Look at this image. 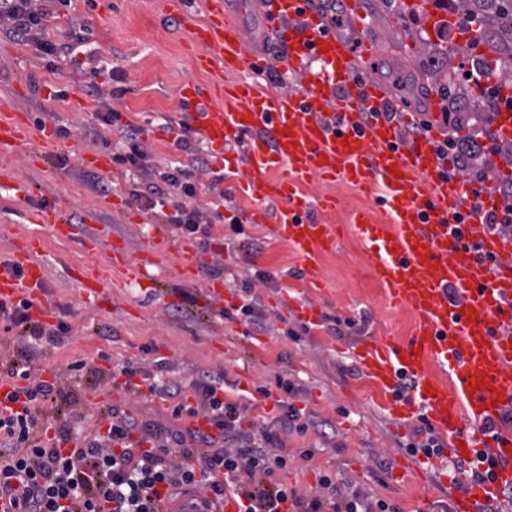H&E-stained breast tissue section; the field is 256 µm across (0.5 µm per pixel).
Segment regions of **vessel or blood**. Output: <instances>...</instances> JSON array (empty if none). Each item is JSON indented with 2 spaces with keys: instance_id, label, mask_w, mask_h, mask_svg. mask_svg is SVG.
Instances as JSON below:
<instances>
[{
  "instance_id": "b4317fda",
  "label": "vessel or blood",
  "mask_w": 512,
  "mask_h": 512,
  "mask_svg": "<svg viewBox=\"0 0 512 512\" xmlns=\"http://www.w3.org/2000/svg\"><path fill=\"white\" fill-rule=\"evenodd\" d=\"M260 3L266 30L287 45V54L273 62L249 50L248 34L225 13L224 0H208L209 19L190 29L195 65L208 81L185 85L182 98L221 163H233L234 150L243 148L249 172L241 190L256 202L249 221L265 222L263 203L281 202L273 232L292 246L312 283L320 281L319 254L335 248L336 238L332 225L311 217L306 183L345 181L387 212L382 224L361 213L353 222L369 247L372 276L391 301L414 314L416 327L403 344L365 339L352 355L380 389L393 390L402 375L415 378L413 396L393 399L390 411L402 419L425 414L447 441L449 456L473 461L486 452L499 459L492 479L452 497L451 512H478V504L512 484V430L497 424L512 405V237L484 224L501 205L488 187L446 172L438 129L401 139L402 124L412 118L383 117L385 94L364 68L369 50L339 40L308 0ZM272 66L284 89L263 85ZM55 143L49 128L0 113L1 157ZM32 219L51 225L56 238L72 237L74 226L56 205L41 207ZM170 243L164 225H150L148 258L131 269V280H152L151 257ZM43 251L42 241L33 240L24 260L0 262V301L31 298L35 317L48 323L36 261ZM18 265L24 278L13 273ZM67 273L87 302H100L104 276L80 266ZM452 288L455 304L448 301ZM436 366L447 379L433 374Z\"/></svg>"
}]
</instances>
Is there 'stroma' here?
<instances>
[{
    "instance_id": "obj_1",
    "label": "stroma",
    "mask_w": 512,
    "mask_h": 512,
    "mask_svg": "<svg viewBox=\"0 0 512 512\" xmlns=\"http://www.w3.org/2000/svg\"><path fill=\"white\" fill-rule=\"evenodd\" d=\"M325 16H341L343 27L336 34L349 44L371 43L373 53L365 67L372 79L388 91L389 102L404 110L392 89L397 78L413 81L425 89L428 80L420 66L418 47L427 40L448 47L450 76H458L468 67L465 57L452 53L458 42L459 26L426 29L423 23L403 27L406 12L402 0H314ZM206 0H73L71 6H55L48 36L63 41L61 19L78 18L90 48L97 57L112 64L121 77L123 94L114 99L113 108L122 120L141 125L143 138L156 160H186L176 150L170 134L162 130L164 119L191 116L192 110L180 96L190 82L205 83L206 76L193 64L190 32L182 24V15L206 21ZM84 69L69 59H56L47 65L34 47L0 33V103L28 115L44 113L47 126L61 125L71 131L70 138L59 139L55 152L29 163L25 152L10 157L18 179L28 193L17 197L0 190V261L8 259L20 234L42 236L47 249L39 261L44 266L45 304L72 327L68 344L48 350L40 360L41 376L61 380L64 388L76 390L88 428L99 424L101 409L118 406L137 418L154 420L163 426H187V419L175 418L171 403L150 392L126 390L114 381L112 373L122 366L138 368L134 383H142L153 363L164 360L174 379L190 381L198 371L223 374L226 382L250 391L269 383L274 375L290 378L301 386L295 404L320 418L329 419L337 431L334 447H324L315 433L291 440L294 448H310L311 460L294 459L280 471L282 483L302 491H313L326 473L349 478L354 486L373 497L400 504L404 512H420L422 501H429L434 512H450L454 486L443 484L438 473L423 474L407 467L406 453L400 444L406 441L416 419L398 420L387 410L384 394L360 372L348 350L359 340L376 338L392 345L405 342L413 333L411 312L393 304L371 275L367 251L350 215L356 210L371 212L376 219L384 214L376 209L370 196L336 180L312 179L306 193L314 198L331 197L329 207L318 209L316 219L332 225L336 235L334 250L319 259L322 285L309 287L302 276V264L293 249L277 239L270 224H250V235L243 245H232L222 256L224 302L238 300L235 284L250 272L247 255L259 252V265L275 276L271 286L261 288L262 303L274 326L270 332L247 336L243 326L224 320L218 307L206 298L214 264L211 254L198 253L197 275L187 280L179 273V253L170 249L156 259L158 275L143 285L124 287V268L112 272V286L98 306L86 305L78 286L65 272L70 264L89 267L103 265L105 251H84L81 238L92 229H100L104 238L125 239L130 260H137L144 246L145 221L164 223L162 214H146L128 192L132 177L122 167L104 174L111 185L108 193H95L84 180L87 170L84 156L98 152L87 127L94 122L96 100L83 85ZM68 88L69 97L58 102L48 97L50 86ZM66 164H59V157ZM54 202L76 224L75 238L60 242L50 228L26 222L25 215L41 200ZM195 295L191 305H182L180 294ZM312 307L339 318L361 321L358 334L331 336L315 328L301 341L286 338L284 329L298 327L299 308ZM78 359L102 369V376L71 378L66 367ZM383 456L386 467H378L376 456Z\"/></svg>"
}]
</instances>
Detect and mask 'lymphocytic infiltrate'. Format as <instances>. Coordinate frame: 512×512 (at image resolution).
<instances>
[{
    "label": "lymphocytic infiltrate",
    "instance_id": "obj_1",
    "mask_svg": "<svg viewBox=\"0 0 512 512\" xmlns=\"http://www.w3.org/2000/svg\"><path fill=\"white\" fill-rule=\"evenodd\" d=\"M50 11L36 0H0V26L18 41L36 47L47 58L73 54L77 43H57L45 34ZM101 67H92L89 95L98 100L94 137L110 149L113 163L124 166L146 191H131V198L144 210L168 209V223L202 251L223 246L213 234L215 225L242 235L238 216L223 215L225 194L220 189L223 175L213 174L204 157L197 132L188 119L177 122V150L186 152L188 163L158 162L142 140L143 129L134 122H121L110 98L95 81ZM492 120L471 134H461L468 118L444 109L442 122L450 131L438 143L441 159L450 172L470 170L476 181L495 177V190L503 205L501 213L489 214L487 226L512 234V179L493 176V159L501 153L494 118L501 110H512V98L501 97L496 86L483 88ZM118 132L111 141L110 132ZM208 190L211 201L198 200ZM272 275L255 270L239 284L240 304L221 309L225 320L243 324L244 335L267 332L271 322L262 303L260 288ZM31 302H0V321L14 333L17 345L6 374L21 383L20 409L0 413V494L9 495L15 512H165L172 500H180L179 512H213L225 496L245 498L244 512H281L292 503L294 512H403L399 504L370 498L346 480L332 474L320 476L317 489L309 495L297 492L276 477L297 457L308 458L309 450H290L288 442L315 428L306 409L292 399L297 385L276 377L274 386H258L257 395L269 396L272 389L283 392L276 402V415L268 421L250 420L254 398L236 395L225 398L222 375L200 372L190 385L165 378V362L155 364L157 381L150 393L173 404L175 416L204 415L213 430L171 429L141 420L118 407L108 409L105 430L80 432L82 414L71 409L73 393L57 381L41 378L38 363L48 349L64 346L72 331L64 321L45 324L30 313Z\"/></svg>",
    "mask_w": 512,
    "mask_h": 512
}]
</instances>
